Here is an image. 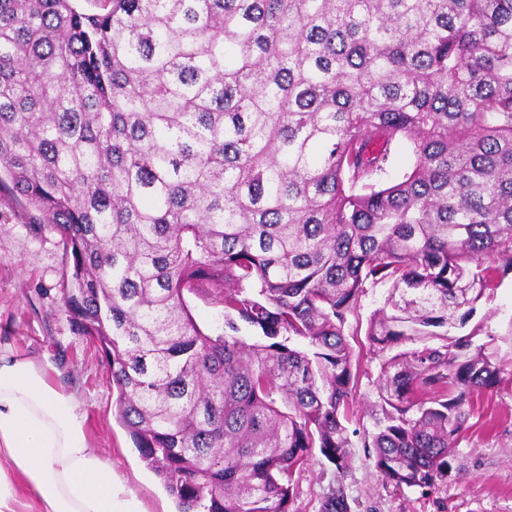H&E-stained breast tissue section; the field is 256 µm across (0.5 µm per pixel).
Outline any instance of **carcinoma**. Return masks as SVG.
I'll use <instances>...</instances> for the list:
<instances>
[{
	"label": "carcinoma",
	"mask_w": 512,
	"mask_h": 512,
	"mask_svg": "<svg viewBox=\"0 0 512 512\" xmlns=\"http://www.w3.org/2000/svg\"><path fill=\"white\" fill-rule=\"evenodd\" d=\"M99 2L0 0V186L70 253L142 461L179 512H291L314 448L346 473L345 327L388 283L370 349L413 347L364 447L398 488L447 482L505 371L436 329L512 272V0ZM410 156L404 143L397 142L391 151V163L388 167L387 181H395L409 169Z\"/></svg>",
	"instance_id": "cac0c4a2"
}]
</instances>
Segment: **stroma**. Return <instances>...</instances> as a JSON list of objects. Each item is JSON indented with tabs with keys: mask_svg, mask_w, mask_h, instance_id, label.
Returning a JSON list of instances; mask_svg holds the SVG:
<instances>
[{
	"mask_svg": "<svg viewBox=\"0 0 512 512\" xmlns=\"http://www.w3.org/2000/svg\"><path fill=\"white\" fill-rule=\"evenodd\" d=\"M31 214L22 198L0 189V346L40 362L50 379L73 392L86 417L92 448L111 460L116 477L143 512H178L175 499L133 446L116 414L118 392L97 344L80 337L63 304L71 258L59 234L30 229ZM389 293L385 284L368 289L358 308L360 333L350 343L357 359L356 385L349 406L350 468L339 474L320 453L293 476V512H320L330 489L341 486L352 512H512V376L478 398L469 437L455 452L454 472L430 495L396 488L376 470L362 428L375 399L374 385L383 354L369 353L364 334L371 315ZM512 274L486 291L468 318L480 340H493L498 356L512 361Z\"/></svg>",
	"mask_w": 512,
	"mask_h": 512,
	"instance_id": "1",
	"label": "stroma"
}]
</instances>
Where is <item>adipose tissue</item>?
<instances>
[{
    "mask_svg": "<svg viewBox=\"0 0 512 512\" xmlns=\"http://www.w3.org/2000/svg\"><path fill=\"white\" fill-rule=\"evenodd\" d=\"M21 475L37 512H140L112 463L90 448L76 397L43 365L0 349V512H21Z\"/></svg>",
    "mask_w": 512,
    "mask_h": 512,
    "instance_id": "adipose-tissue-1",
    "label": "adipose tissue"
}]
</instances>
